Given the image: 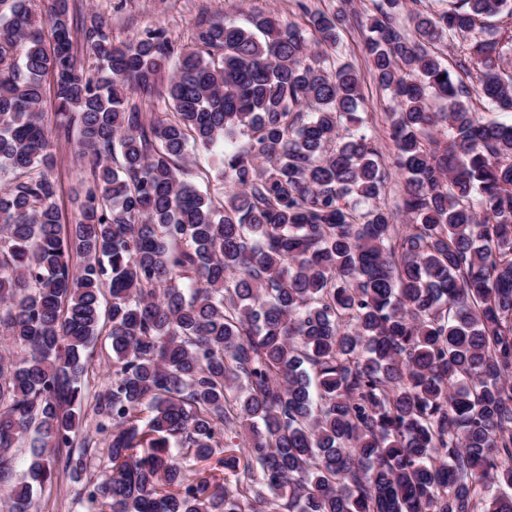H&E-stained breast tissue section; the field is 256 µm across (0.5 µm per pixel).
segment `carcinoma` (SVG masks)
I'll return each instance as SVG.
<instances>
[{
    "label": "carcinoma",
    "mask_w": 512,
    "mask_h": 512,
    "mask_svg": "<svg viewBox=\"0 0 512 512\" xmlns=\"http://www.w3.org/2000/svg\"><path fill=\"white\" fill-rule=\"evenodd\" d=\"M33 2L0 0V339L21 350L0 353L7 512L82 478L98 438L110 469L84 512H512V123L472 105L512 112V22L490 24L512 0H370L366 75L340 54L350 0L201 19L186 49L160 28L117 43L69 0H43L44 27ZM173 59L169 111L148 112ZM367 79L394 103L388 159ZM56 139L87 171L67 226ZM192 143L218 150L223 199L182 178ZM103 319L91 436L76 408ZM213 458L233 480L195 468Z\"/></svg>",
    "instance_id": "1"
}]
</instances>
